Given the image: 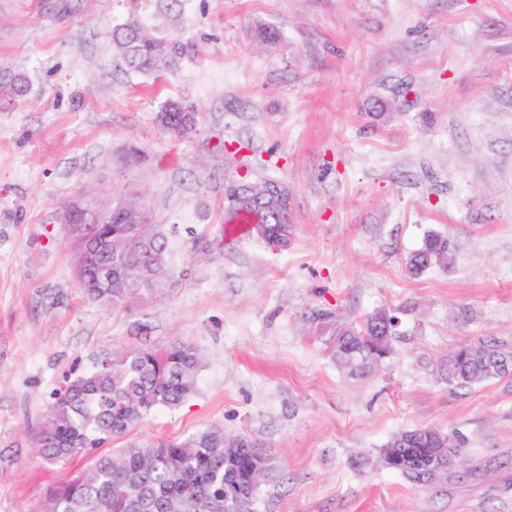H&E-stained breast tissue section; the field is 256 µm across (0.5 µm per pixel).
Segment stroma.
<instances>
[{"mask_svg": "<svg viewBox=\"0 0 512 512\" xmlns=\"http://www.w3.org/2000/svg\"><path fill=\"white\" fill-rule=\"evenodd\" d=\"M137 17L195 45L162 80L112 30ZM281 38L268 44L264 28ZM0 512H42L68 469L34 431L99 356L183 344L196 394L114 448L209 426L250 438L272 473L254 512H512V375L466 390L434 375L463 344L512 348V0H0ZM196 134L164 131L168 99ZM232 180L284 184L286 248L224 232ZM129 198L170 236V278L127 306L83 299L59 214ZM448 269L410 277L427 232ZM402 309L371 374L337 366L326 322ZM464 441L465 465L383 468L401 431ZM172 103H177L179 106L178 112H185L180 115L175 122L169 123L168 125L162 126L168 133L184 136L195 130L196 127V116L195 110L191 106L184 105L179 101H167L159 112H167L171 107Z\"/></svg>", "mask_w": 512, "mask_h": 512, "instance_id": "35a3bbf8", "label": "stroma"}]
</instances>
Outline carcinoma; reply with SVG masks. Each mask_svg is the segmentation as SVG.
Returning <instances> with one entry per match:
<instances>
[{"label": "carcinoma", "mask_w": 512, "mask_h": 512, "mask_svg": "<svg viewBox=\"0 0 512 512\" xmlns=\"http://www.w3.org/2000/svg\"><path fill=\"white\" fill-rule=\"evenodd\" d=\"M115 49L127 65L145 75L173 73L195 48L176 36H155L137 19L130 18L112 33ZM29 84L16 76L9 95L26 102ZM182 115L163 129L184 136L195 130V110L178 103ZM273 195L249 201L236 194L234 185L225 193L224 223L236 229L261 225L271 236L288 242V189L266 182ZM112 223H103L107 213ZM66 224H91L106 236L112 248L101 252L100 264L112 267V287L82 288L87 300L105 307H121L142 287L169 275V234L163 225L152 223L145 210L126 217L106 203L97 210L73 204L62 210ZM448 239L432 233L411 252L406 268L418 276L434 266L448 264ZM336 362L350 373L368 375L374 370L372 354L392 352L400 336L399 319L390 310H379L358 325H331ZM201 358L185 345L168 348L136 347L108 354L90 370L70 379L56 393L35 438L40 457L48 464L88 465L74 476L58 482L45 496L43 512H253L258 490L250 482L254 463L267 464L252 441L226 438L220 427H208L182 441L159 439L112 452L108 445L124 436L140 419L153 412L174 409L197 390ZM512 374V349L501 344L481 343L448 352L442 379L451 388H465L493 377ZM423 429L415 428L394 436L386 447H396L401 457L397 472L414 480L428 479L464 463L461 443L452 435L430 427L454 449L433 452L424 459L417 452Z\"/></svg>", "instance_id": "obj_1"}]
</instances>
